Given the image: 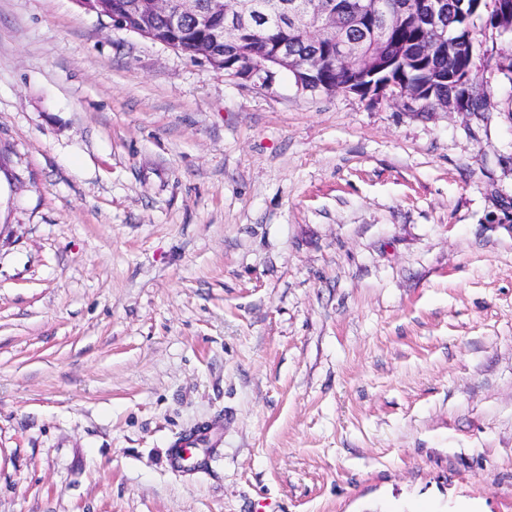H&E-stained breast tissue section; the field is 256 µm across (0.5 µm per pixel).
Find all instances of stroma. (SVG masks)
I'll use <instances>...</instances> for the list:
<instances>
[{
    "label": "stroma",
    "mask_w": 512,
    "mask_h": 512,
    "mask_svg": "<svg viewBox=\"0 0 512 512\" xmlns=\"http://www.w3.org/2000/svg\"><path fill=\"white\" fill-rule=\"evenodd\" d=\"M475 26L490 107L411 112L0 0V512H512V35Z\"/></svg>",
    "instance_id": "obj_1"
}]
</instances>
